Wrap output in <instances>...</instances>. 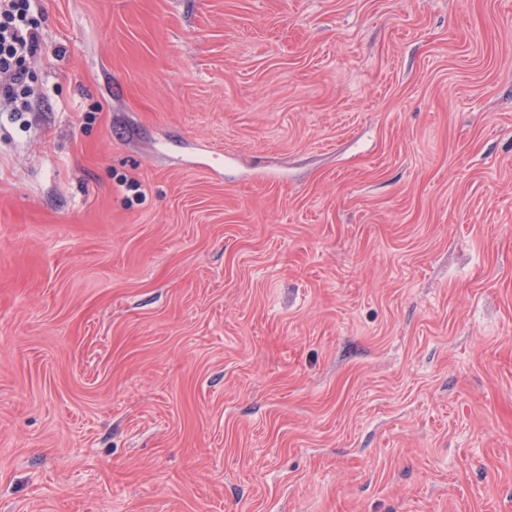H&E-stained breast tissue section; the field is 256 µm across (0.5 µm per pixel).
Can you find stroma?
<instances>
[{
    "mask_svg": "<svg viewBox=\"0 0 512 512\" xmlns=\"http://www.w3.org/2000/svg\"><path fill=\"white\" fill-rule=\"evenodd\" d=\"M41 7L0 512H512V0Z\"/></svg>",
    "mask_w": 512,
    "mask_h": 512,
    "instance_id": "stroma-1",
    "label": "stroma"
}]
</instances>
